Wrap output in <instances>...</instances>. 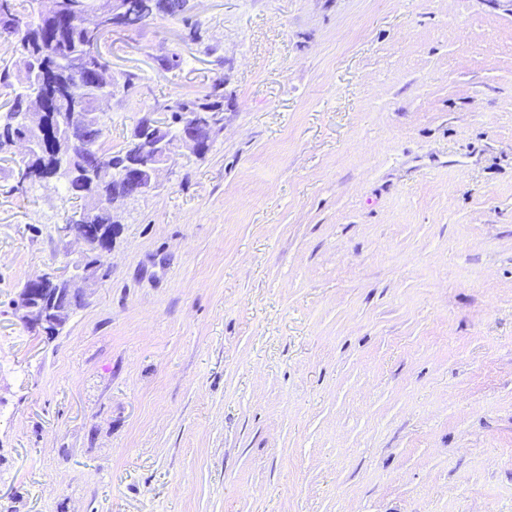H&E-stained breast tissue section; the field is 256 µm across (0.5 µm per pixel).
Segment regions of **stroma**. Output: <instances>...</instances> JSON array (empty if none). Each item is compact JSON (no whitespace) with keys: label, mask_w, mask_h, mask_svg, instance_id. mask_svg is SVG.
Returning a JSON list of instances; mask_svg holds the SVG:
<instances>
[{"label":"stroma","mask_w":512,"mask_h":512,"mask_svg":"<svg viewBox=\"0 0 512 512\" xmlns=\"http://www.w3.org/2000/svg\"><path fill=\"white\" fill-rule=\"evenodd\" d=\"M189 7L113 29L102 120L220 76L224 131L51 338L74 202L0 154V512H512V5Z\"/></svg>","instance_id":"stroma-1"}]
</instances>
